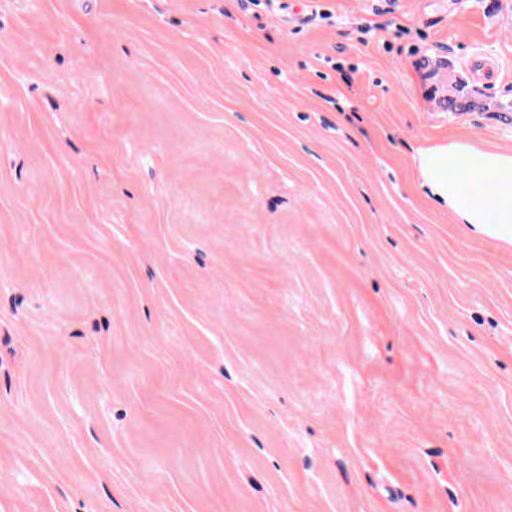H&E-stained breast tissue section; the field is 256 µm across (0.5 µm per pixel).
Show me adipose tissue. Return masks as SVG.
Returning a JSON list of instances; mask_svg holds the SVG:
<instances>
[{
    "instance_id": "adipose-tissue-1",
    "label": "adipose tissue",
    "mask_w": 512,
    "mask_h": 512,
    "mask_svg": "<svg viewBox=\"0 0 512 512\" xmlns=\"http://www.w3.org/2000/svg\"><path fill=\"white\" fill-rule=\"evenodd\" d=\"M413 163L426 195L457 223L512 244V152L452 141L416 149ZM453 169L461 179L450 177Z\"/></svg>"
}]
</instances>
